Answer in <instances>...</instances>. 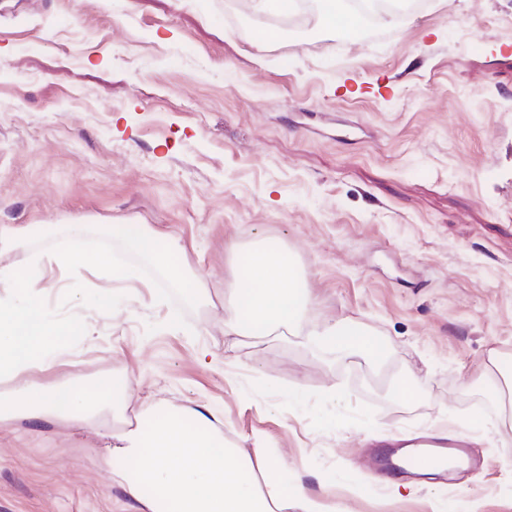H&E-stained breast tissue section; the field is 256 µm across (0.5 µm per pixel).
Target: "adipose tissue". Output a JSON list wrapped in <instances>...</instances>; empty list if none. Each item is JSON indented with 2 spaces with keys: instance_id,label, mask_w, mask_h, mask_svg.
I'll return each mask as SVG.
<instances>
[{
  "instance_id": "adipose-tissue-1",
  "label": "adipose tissue",
  "mask_w": 512,
  "mask_h": 512,
  "mask_svg": "<svg viewBox=\"0 0 512 512\" xmlns=\"http://www.w3.org/2000/svg\"><path fill=\"white\" fill-rule=\"evenodd\" d=\"M105 231L129 252L149 256L192 301L210 300L202 276L181 278L186 257L177 240L145 224H109ZM239 273L224 303L225 333L257 339L287 330L305 343L344 356L378 360L382 352L367 330L346 320L305 324L310 293L291 252L264 240L252 248L231 247ZM115 441L130 460L114 477L149 512H328L301 481L269 454H250L228 443L203 412L163 411L140 420Z\"/></svg>"
}]
</instances>
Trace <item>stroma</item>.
I'll return each instance as SVG.
<instances>
[{"label": "stroma", "instance_id": "1", "mask_svg": "<svg viewBox=\"0 0 512 512\" xmlns=\"http://www.w3.org/2000/svg\"><path fill=\"white\" fill-rule=\"evenodd\" d=\"M271 26L247 0H0V225L55 229L0 265H34L37 295L85 325L24 379L132 382L120 420L0 414V512H140L112 479V435L185 408L332 512H512V431L486 372L512 370V0H427L354 41L310 15L257 47ZM73 224L87 256L42 263ZM108 224L176 239L211 303ZM262 239L294 256L307 318L359 324L383 363L291 335L232 344L227 247ZM99 251L136 279L102 274ZM106 291L117 308L94 304ZM460 434L482 466L410 492L366 463L395 437Z\"/></svg>", "mask_w": 512, "mask_h": 512}]
</instances>
